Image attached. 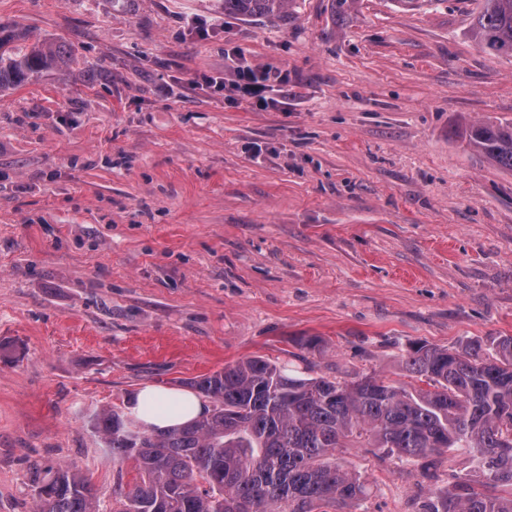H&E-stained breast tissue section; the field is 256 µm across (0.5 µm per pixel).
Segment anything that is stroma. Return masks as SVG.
<instances>
[{
    "label": "stroma",
    "mask_w": 512,
    "mask_h": 512,
    "mask_svg": "<svg viewBox=\"0 0 512 512\" xmlns=\"http://www.w3.org/2000/svg\"><path fill=\"white\" fill-rule=\"evenodd\" d=\"M480 0H0L71 61L0 97V512L30 460L76 463L112 505L87 424L142 385L249 357L398 373L415 342L512 336V172L462 135L512 118V57L467 31ZM282 70L268 106L235 68ZM340 457L365 512H421L472 469ZM286 0H224V12L239 15L272 14L280 11Z\"/></svg>",
    "instance_id": "obj_1"
}]
</instances>
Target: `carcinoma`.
I'll return each instance as SVG.
<instances>
[{
  "instance_id": "cac0c4a2",
  "label": "carcinoma",
  "mask_w": 512,
  "mask_h": 512,
  "mask_svg": "<svg viewBox=\"0 0 512 512\" xmlns=\"http://www.w3.org/2000/svg\"><path fill=\"white\" fill-rule=\"evenodd\" d=\"M286 0H224V11L272 14ZM470 37L512 56V0H483ZM0 36V94L66 62L62 44ZM469 145L512 171V121L472 127ZM400 380L374 372L311 375L262 356L190 381L207 411L165 431L138 430L123 411L96 410L88 426L117 466L110 512H357L371 492L337 461L342 448H377L434 466L449 451L472 460L433 493L425 512H512V336L413 343L398 355ZM35 512H101L75 464L28 467Z\"/></svg>"
}]
</instances>
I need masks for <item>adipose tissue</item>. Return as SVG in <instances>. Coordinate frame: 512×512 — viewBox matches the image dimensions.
I'll use <instances>...</instances> for the list:
<instances>
[{"label":"adipose tissue","mask_w":512,"mask_h":512,"mask_svg":"<svg viewBox=\"0 0 512 512\" xmlns=\"http://www.w3.org/2000/svg\"><path fill=\"white\" fill-rule=\"evenodd\" d=\"M204 409V401L192 392L148 384L129 405L128 414L141 428L165 429L193 419Z\"/></svg>","instance_id":"1"}]
</instances>
